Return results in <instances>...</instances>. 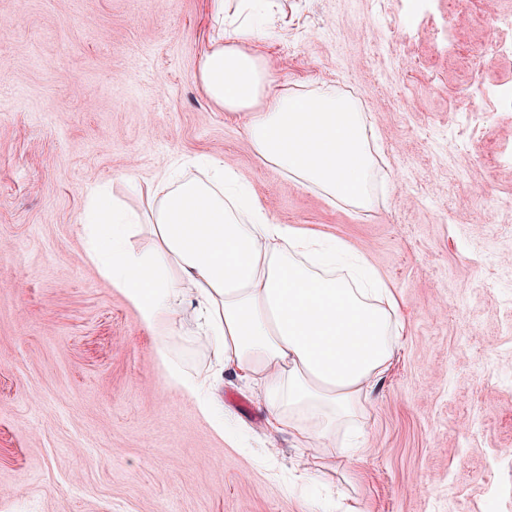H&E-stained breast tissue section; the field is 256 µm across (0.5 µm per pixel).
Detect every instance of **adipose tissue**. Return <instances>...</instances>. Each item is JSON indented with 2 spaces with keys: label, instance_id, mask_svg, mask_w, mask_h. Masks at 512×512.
Segmentation results:
<instances>
[{
  "label": "adipose tissue",
  "instance_id": "1",
  "mask_svg": "<svg viewBox=\"0 0 512 512\" xmlns=\"http://www.w3.org/2000/svg\"><path fill=\"white\" fill-rule=\"evenodd\" d=\"M260 0H210L219 23L200 58L198 80L219 110L243 114L254 157L300 185L354 208L373 203L365 115L333 93H300L277 82L251 51L261 33ZM185 162L142 182L141 210L88 193L85 258L158 336L205 338L222 371L255 385L273 432L292 437L317 468L335 470L336 434L362 456L354 423L387 374L404 330L393 286L347 242L271 223L267 208L223 163L199 178ZM147 236V246L136 240ZM156 352L166 382L215 416L205 384Z\"/></svg>",
  "mask_w": 512,
  "mask_h": 512
}]
</instances>
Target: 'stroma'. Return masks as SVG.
<instances>
[{"instance_id":"stroma-1","label":"stroma","mask_w":512,"mask_h":512,"mask_svg":"<svg viewBox=\"0 0 512 512\" xmlns=\"http://www.w3.org/2000/svg\"><path fill=\"white\" fill-rule=\"evenodd\" d=\"M278 0L255 46L278 83L352 98L390 174L357 210L253 157L197 79L209 0H0V512H512V0ZM222 161L270 219L358 246L407 331L371 394L361 462L301 466L256 388L217 392L235 438L165 381L158 342L84 258L88 191Z\"/></svg>"}]
</instances>
